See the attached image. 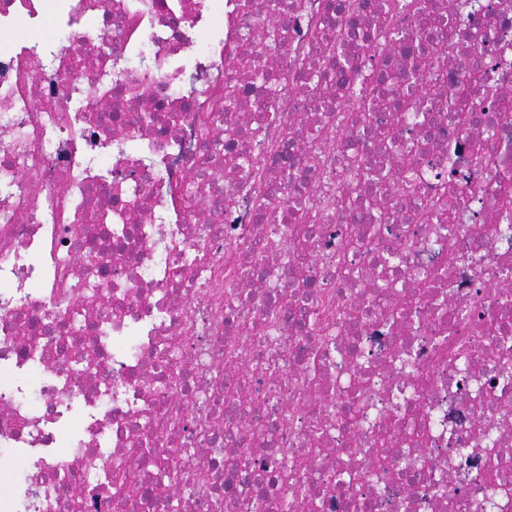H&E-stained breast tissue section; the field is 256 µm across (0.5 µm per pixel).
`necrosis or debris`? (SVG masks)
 <instances>
[{"mask_svg": "<svg viewBox=\"0 0 512 512\" xmlns=\"http://www.w3.org/2000/svg\"><path fill=\"white\" fill-rule=\"evenodd\" d=\"M358 4L0 0L31 33L0 47V447L26 461L0 512H256L262 465L288 512H512L484 460L512 475V0H421L432 62ZM340 54L387 77L368 122ZM413 60L426 113L394 109ZM105 434L115 465L175 445L181 481L117 499ZM416 31L418 42L422 43L425 48L432 52L440 51V45L445 36V30L442 25L429 20V18L419 17L416 23ZM437 38H439L438 44L430 42V40L434 41Z\"/></svg>", "mask_w": 512, "mask_h": 512, "instance_id": "obj_1", "label": "necrosis or debris"}]
</instances>
